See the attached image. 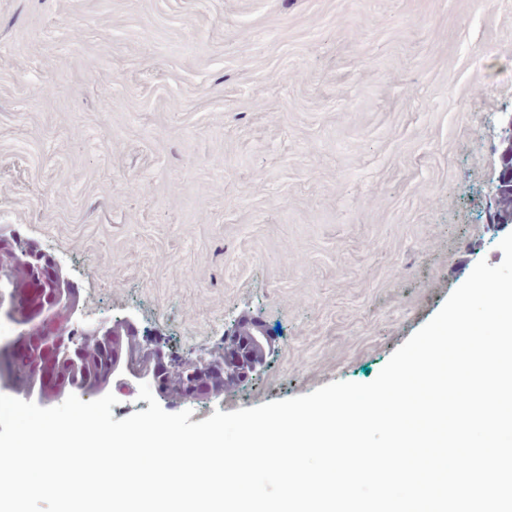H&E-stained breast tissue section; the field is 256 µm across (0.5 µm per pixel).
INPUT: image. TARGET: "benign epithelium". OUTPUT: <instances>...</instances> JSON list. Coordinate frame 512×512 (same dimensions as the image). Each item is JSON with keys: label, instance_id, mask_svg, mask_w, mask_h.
<instances>
[{"label": "benign epithelium", "instance_id": "7a95c632", "mask_svg": "<svg viewBox=\"0 0 512 512\" xmlns=\"http://www.w3.org/2000/svg\"><path fill=\"white\" fill-rule=\"evenodd\" d=\"M504 136L499 145L502 169L489 195L494 222L512 224V112L502 113ZM13 265L25 268L37 288L39 308L16 318L21 326L17 339L5 351L29 366L26 375L0 367V387L11 388L25 400L41 407L54 398L44 393L45 373L54 376L56 396L75 394L130 396L146 383L165 406L173 404L170 392L181 394L183 403L205 404L224 395L230 387L256 375L274 347L272 336L256 321L243 319L224 332V339L208 358L175 355L161 339L142 331L130 317L119 327L75 331L69 326L79 303V289L51 256L30 245L9 252ZM111 344V362L90 385L77 382L76 374L90 369L87 350L103 342ZM179 375L181 383L169 385L167 373Z\"/></svg>", "mask_w": 512, "mask_h": 512}]
</instances>
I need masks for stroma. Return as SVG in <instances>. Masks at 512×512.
I'll return each instance as SVG.
<instances>
[{
	"mask_svg": "<svg viewBox=\"0 0 512 512\" xmlns=\"http://www.w3.org/2000/svg\"><path fill=\"white\" fill-rule=\"evenodd\" d=\"M510 110L512 0H0V244L58 259L85 328L275 329L191 422L368 383L501 262ZM504 136L499 145L502 169L489 195L494 222L512 224V112H502Z\"/></svg>",
	"mask_w": 512,
	"mask_h": 512,
	"instance_id": "1",
	"label": "stroma"
}]
</instances>
